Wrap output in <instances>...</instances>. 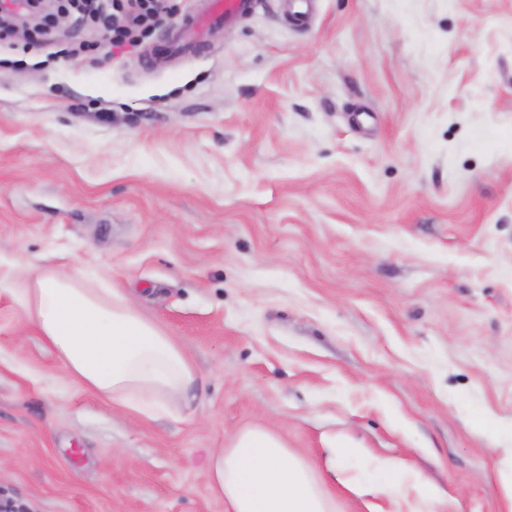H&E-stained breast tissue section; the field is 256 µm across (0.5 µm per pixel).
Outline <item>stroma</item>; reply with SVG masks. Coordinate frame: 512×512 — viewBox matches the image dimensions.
Masks as SVG:
<instances>
[{
  "label": "stroma",
  "mask_w": 512,
  "mask_h": 512,
  "mask_svg": "<svg viewBox=\"0 0 512 512\" xmlns=\"http://www.w3.org/2000/svg\"><path fill=\"white\" fill-rule=\"evenodd\" d=\"M76 18L0 40V496L226 512L209 458L277 434L335 512H512V0H285L171 52ZM80 267L198 373L138 415L65 382L11 294ZM349 444L361 454L336 459ZM404 496L370 495L378 460Z\"/></svg>",
  "instance_id": "1"
}]
</instances>
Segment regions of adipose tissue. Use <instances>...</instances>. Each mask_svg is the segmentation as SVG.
Returning <instances> with one entry per match:
<instances>
[{
	"label": "adipose tissue",
	"instance_id": "obj_1",
	"mask_svg": "<svg viewBox=\"0 0 512 512\" xmlns=\"http://www.w3.org/2000/svg\"><path fill=\"white\" fill-rule=\"evenodd\" d=\"M14 293L66 380L141 414L194 388L188 358L127 295L52 268L19 280ZM209 477L227 512H333L309 468L261 428L236 433L214 452Z\"/></svg>",
	"mask_w": 512,
	"mask_h": 512
}]
</instances>
